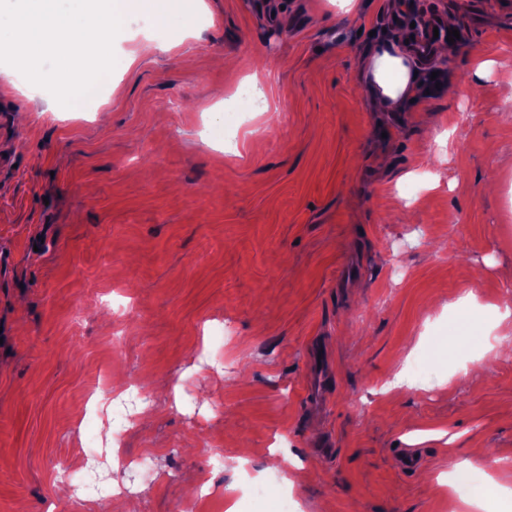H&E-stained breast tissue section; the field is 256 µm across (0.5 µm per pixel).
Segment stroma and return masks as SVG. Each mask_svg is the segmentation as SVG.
I'll list each match as a JSON object with an SVG mask.
<instances>
[{
    "label": "stroma",
    "instance_id": "35a3bbf8",
    "mask_svg": "<svg viewBox=\"0 0 512 512\" xmlns=\"http://www.w3.org/2000/svg\"><path fill=\"white\" fill-rule=\"evenodd\" d=\"M408 2L184 0L81 111L0 88V512L69 505L81 419L130 381L155 406L120 453L155 473L69 512H176L202 481L197 512H271L243 456L297 512H474L458 462L512 512V0ZM402 12L460 37L382 112L363 52ZM460 315L475 345L390 388Z\"/></svg>",
    "mask_w": 512,
    "mask_h": 512
}]
</instances>
